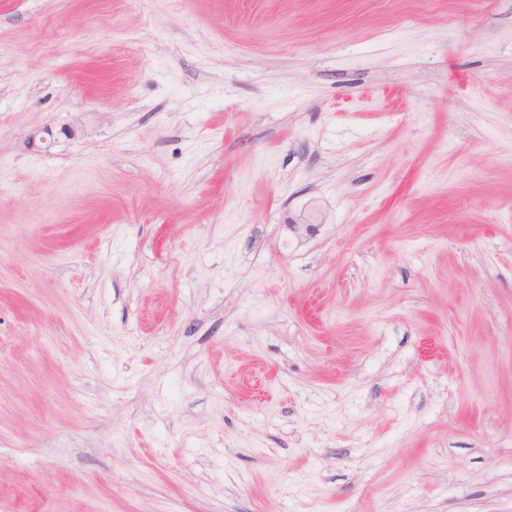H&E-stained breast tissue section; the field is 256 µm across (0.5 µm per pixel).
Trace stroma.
I'll return each instance as SVG.
<instances>
[{"label": "stroma", "mask_w": 512, "mask_h": 512, "mask_svg": "<svg viewBox=\"0 0 512 512\" xmlns=\"http://www.w3.org/2000/svg\"><path fill=\"white\" fill-rule=\"evenodd\" d=\"M0 512H512V0H0Z\"/></svg>", "instance_id": "obj_1"}]
</instances>
